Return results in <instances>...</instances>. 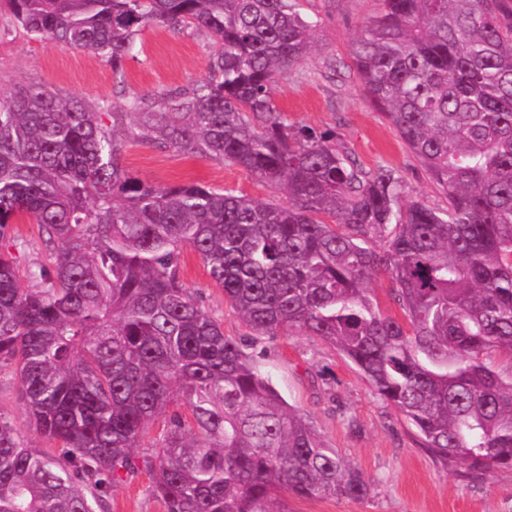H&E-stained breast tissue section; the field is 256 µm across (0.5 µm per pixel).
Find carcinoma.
Here are the masks:
<instances>
[{
    "label": "carcinoma",
    "mask_w": 512,
    "mask_h": 512,
    "mask_svg": "<svg viewBox=\"0 0 512 512\" xmlns=\"http://www.w3.org/2000/svg\"><path fill=\"white\" fill-rule=\"evenodd\" d=\"M31 36L92 50L124 82L145 28L206 33L210 76L119 110L19 86L0 96V370L37 432L0 414V512H104L146 469L165 512H285L370 484L224 335L180 276L193 248L253 336H315L354 364L428 448L472 474L512 469V0H379L352 49L371 105L447 197L364 169L330 132L288 123L273 90L313 54L301 0H0ZM285 190L255 200L154 186L117 132ZM51 246L20 269L11 226ZM389 275L403 311L368 283ZM167 420L160 448L136 449ZM370 288L378 298L381 308L392 316H400L401 311L391 296L392 283L386 274H380L372 278ZM0 413L10 418L24 444L59 456V444L41 436L34 429L25 406L19 399L17 380L8 369L0 371Z\"/></svg>",
    "instance_id": "obj_1"
}]
</instances>
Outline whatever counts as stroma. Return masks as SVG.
I'll return each mask as SVG.
<instances>
[{
    "mask_svg": "<svg viewBox=\"0 0 512 512\" xmlns=\"http://www.w3.org/2000/svg\"><path fill=\"white\" fill-rule=\"evenodd\" d=\"M376 0H303V11L319 17L317 47L307 64L284 74L274 100L289 122L336 135L368 170L387 167L404 178L414 200L444 209L448 199L425 175L395 129L375 110L360 88L351 50ZM208 37L191 28L154 25L145 29L125 60L126 80L116 84L111 65L90 50H75L29 36L7 12H0V94L15 87H50L60 94L120 106L126 98L190 87L207 79ZM123 164L152 185L199 182L234 187L251 198L284 200L282 190L239 168L171 148L126 141ZM181 278L225 335L248 330L214 285L200 256L184 248ZM273 386L313 421L324 441L355 464L371 484L362 501L287 496V512H512V470L464 473L435 458L414 429L386 403L357 368L321 340L302 334L264 336L248 348ZM0 413L10 418L20 440L60 454L58 443L41 436L22 404L10 371H0ZM146 472L124 479L112 490L110 512H164L152 496Z\"/></svg>",
    "mask_w": 512,
    "mask_h": 512,
    "instance_id": "obj_1",
    "label": "stroma"
}]
</instances>
